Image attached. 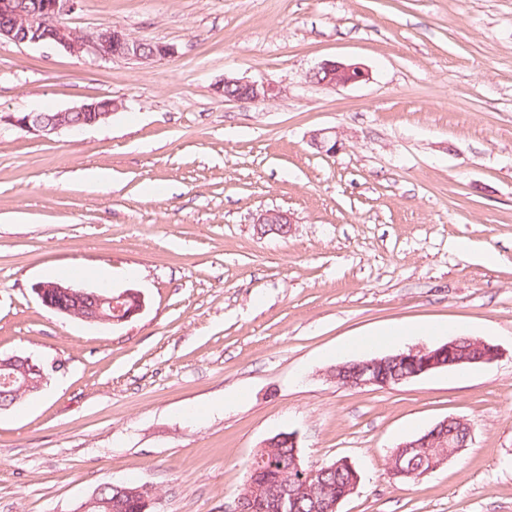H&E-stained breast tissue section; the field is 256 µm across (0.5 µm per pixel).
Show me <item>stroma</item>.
Returning a JSON list of instances; mask_svg holds the SVG:
<instances>
[{"instance_id": "1", "label": "stroma", "mask_w": 512, "mask_h": 512, "mask_svg": "<svg viewBox=\"0 0 512 512\" xmlns=\"http://www.w3.org/2000/svg\"><path fill=\"white\" fill-rule=\"evenodd\" d=\"M64 22L176 53L0 43L1 112L122 103L78 132L0 127V355L51 369L0 411V512H79L106 482L151 486L155 512H234L280 432L305 464L357 467L338 512H512V0H80ZM326 59L368 77L309 82ZM227 77L281 94L227 100ZM325 128L336 153L310 145ZM273 209L288 238L256 233ZM42 281L145 308L90 325L43 307ZM440 322L501 357L386 388L326 376L445 343L357 345ZM449 416L469 447L392 478L395 447Z\"/></svg>"}]
</instances>
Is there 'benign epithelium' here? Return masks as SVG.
<instances>
[{
    "mask_svg": "<svg viewBox=\"0 0 512 512\" xmlns=\"http://www.w3.org/2000/svg\"><path fill=\"white\" fill-rule=\"evenodd\" d=\"M0 0V42L15 44L50 45L77 58H91L95 61L126 59L149 62L171 58L173 46L163 43L149 44L131 38L118 28L101 29L89 34H80L61 23L63 16L73 12L80 0ZM367 71L358 63L325 60L307 74L313 83L329 88L346 87L367 79ZM232 86L238 92L232 100L268 102L279 97L281 89L271 83L258 84L237 78H224L219 91ZM121 107L112 98L94 99L59 112H19L0 114V123L15 126L27 133L43 136L60 130H75L107 121ZM310 144L321 152L334 154L340 148L336 132L319 129L310 136ZM293 219L281 210L260 213L255 220L257 234H275L286 238L292 233ZM43 306L89 324L114 325L131 320L142 312L145 306L141 293L132 289L118 294L111 291H88L55 282H41L34 286ZM497 346L477 336L459 337L446 343L427 346L416 345L396 354L376 356L368 360L341 363L328 373L336 384L347 388L392 387L407 383L439 369L488 365L499 359ZM0 368H13L26 376V382L14 392L20 400L34 391L33 383L43 382L41 377L34 381L29 374H43V369L33 363L29 356L9 355L0 358ZM472 440L471 423L458 416H448L436 423L420 436L405 441L395 449L389 458V473L392 477L425 476L447 464L456 454L468 447ZM280 441L270 438L253 456L254 465L249 467L246 488H257L255 479L267 453ZM288 446L294 448L290 474L278 478L265 496L266 512H283L285 504L307 495L314 496L315 487L311 480L319 474L314 468L305 466L299 456L298 437L288 433ZM429 460L428 468L414 470L405 466L409 455ZM345 467L353 478L345 494L316 503L321 512H338V505L347 495L354 492L359 484V474L353 464L339 459L329 468Z\"/></svg>",
    "mask_w": 512,
    "mask_h": 512,
    "instance_id": "7a95c632",
    "label": "benign epithelium"
}]
</instances>
